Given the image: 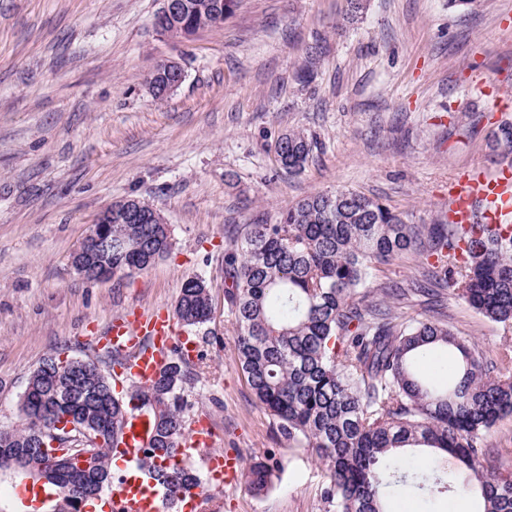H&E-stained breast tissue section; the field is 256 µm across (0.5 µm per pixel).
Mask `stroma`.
<instances>
[{
	"label": "stroma",
	"instance_id": "35a3bbf8",
	"mask_svg": "<svg viewBox=\"0 0 512 512\" xmlns=\"http://www.w3.org/2000/svg\"><path fill=\"white\" fill-rule=\"evenodd\" d=\"M160 0H0V428L19 424L33 371L58 354L112 365L106 335L128 311L173 313L203 276L212 319L190 329L202 356L186 390L212 450L242 468L272 457L270 488L213 491L218 512H329L328 477L281 436L237 365L224 251L248 224L300 199L349 189L410 224H439L465 170L512 164L494 138L512 120V0H241L191 39L158 32ZM185 78L153 99L146 76ZM313 137L305 169H283L285 133ZM137 197L172 247L146 270L93 282L71 256L99 214ZM442 310L485 354L504 341L444 292ZM167 61H162L156 65L155 69L149 74L146 78V83L148 86H152L157 93H161L163 88L173 79L174 74L168 68ZM170 65H172L175 69V72L178 74L174 80H172L167 87L162 92V96L165 98L172 94L181 84L183 76L181 74L182 67L173 61H168Z\"/></svg>",
	"mask_w": 512,
	"mask_h": 512
}]
</instances>
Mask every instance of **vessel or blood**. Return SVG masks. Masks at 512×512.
I'll list each match as a JSON object with an SVG mask.
<instances>
[{
  "instance_id": "obj_1",
  "label": "vessel or blood",
  "mask_w": 512,
  "mask_h": 512,
  "mask_svg": "<svg viewBox=\"0 0 512 512\" xmlns=\"http://www.w3.org/2000/svg\"><path fill=\"white\" fill-rule=\"evenodd\" d=\"M476 208L480 209L484 223L493 226L512 223L511 166H502L491 174L473 170L458 177L452 199L457 223L470 224L472 211ZM146 336L152 340L147 348L141 345L142 338ZM175 339L173 321L162 312L151 315L138 311L128 313L114 320L107 332L109 345L128 355V377L140 382L149 381L156 375L164 354ZM143 430L142 420L127 423L121 450L130 472L108 487L102 512H159L160 502L167 498V490L137 468ZM209 466L221 475L222 485L234 484L238 479L239 461L236 456L212 454Z\"/></svg>"
}]
</instances>
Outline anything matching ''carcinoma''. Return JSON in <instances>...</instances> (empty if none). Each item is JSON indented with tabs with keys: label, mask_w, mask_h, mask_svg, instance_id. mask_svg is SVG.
<instances>
[{
	"label": "carcinoma",
	"mask_w": 512,
	"mask_h": 512,
	"mask_svg": "<svg viewBox=\"0 0 512 512\" xmlns=\"http://www.w3.org/2000/svg\"><path fill=\"white\" fill-rule=\"evenodd\" d=\"M240 0H181L182 12L165 27L190 39L221 24ZM174 74L162 61L146 78L160 92ZM314 142L301 132L277 143L282 167L301 171ZM149 217L138 224L112 218L107 262L122 273L145 270L171 247L168 225L138 198ZM407 253L436 257L405 283H376L378 267ZM230 281L226 301L234 316L238 366L255 398L278 420L280 433L310 448L328 473L325 500L333 512H385L387 488L410 484L425 495L475 491L481 512H512V475L489 468L486 435L512 415V342L487 360L478 344L456 335L444 317L411 319L387 301L403 304L431 288L447 287L492 322L512 327V229L461 224H408L378 199L351 190L308 196L274 224H249L240 242L224 251ZM382 298L375 299V295ZM212 299L205 280L181 285L175 314L186 326L209 321ZM438 348L460 355L455 382L443 391L424 383L415 365ZM71 358L51 356L31 374L21 398L25 422L0 428V459L8 458L47 478L58 491L80 487L100 494L112 483V459L126 419L151 417L150 439L139 469L176 495L201 485L182 448L189 425L185 396L194 361L173 350L146 384L128 381L116 392L117 373L96 363L69 370ZM99 430L102 442L87 466L74 446L40 447L43 434L69 422ZM426 445L453 455L469 475L464 482L435 476L438 458L420 470L399 468L393 450ZM274 465L257 459L248 487L256 494L271 484Z\"/></svg>",
	"instance_id": "obj_1"
}]
</instances>
